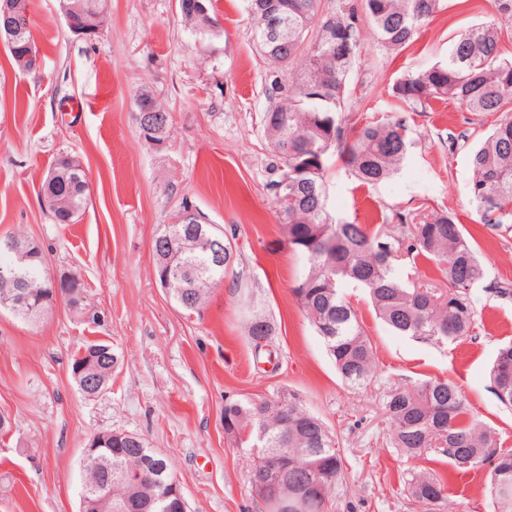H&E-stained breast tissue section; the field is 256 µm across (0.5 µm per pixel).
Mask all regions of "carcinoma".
<instances>
[{
  "instance_id": "cac0c4a2",
  "label": "carcinoma",
  "mask_w": 512,
  "mask_h": 512,
  "mask_svg": "<svg viewBox=\"0 0 512 512\" xmlns=\"http://www.w3.org/2000/svg\"><path fill=\"white\" fill-rule=\"evenodd\" d=\"M274 6L275 16L288 17V41L263 34L271 19L261 2ZM179 0L185 25L207 39L220 33L213 0L206 10L191 9ZM251 37L272 66L268 88L272 106L264 114L270 153L266 171L277 217L288 246L303 260L304 272L292 292L306 318L322 337L345 385L362 386L376 377L375 352L356 309L343 288L364 289L376 315L400 336L457 342L475 330L471 290L486 280L475 238L448 214L424 216L417 224L377 229L333 220L326 208L325 174L336 154L362 184L376 185L396 174L411 140L404 122L372 118L350 134L341 119L345 93L360 44L361 23L367 22L379 42L400 52L419 27L436 14L444 0H360L336 9L325 0H246ZM490 21L468 26L454 35L446 57L409 70L392 86V97L416 112L433 102L452 100L474 115L512 112V59L502 56L505 23L512 22V0H494ZM33 20L13 41L3 45L10 57L33 42ZM470 197L483 224L512 230V121L499 124L468 154ZM54 168L63 176L51 190L65 198L66 208L52 212L57 224H72L87 207L83 190L87 174L73 157L63 156ZM199 236L219 238L224 258L236 257L235 244L214 224L203 220L164 224L153 251L170 254V297L186 312H198L229 265L199 275L192 265L202 260L193 247ZM421 252L435 262L446 281L436 292L403 279L397 261L403 253ZM31 256L14 267L17 254ZM47 274L41 250L16 236L0 240V294L25 292L28 303L14 315L32 319L43 304ZM247 334L272 337L274 325L261 310L246 324ZM103 358L100 374L112 382V345L91 341L76 352ZM491 379L496 396L512 407V343L499 348ZM391 424L394 447L426 462L448 459L462 471L490 466L488 493L494 512H512V449L501 447L495 432L468 418L460 390L445 380H424L398 387L382 399ZM288 425H282L283 420ZM224 434L242 448H256L249 470L278 457L288 458L283 478L308 488L306 512H328L342 476L341 448L326 423L285 390L276 397L224 404ZM112 467L127 459L157 467L136 493L140 506L167 495L173 475L167 461L137 436H115ZM404 491L422 512H435L448 499V483L430 467H421L404 481Z\"/></svg>"
}]
</instances>
